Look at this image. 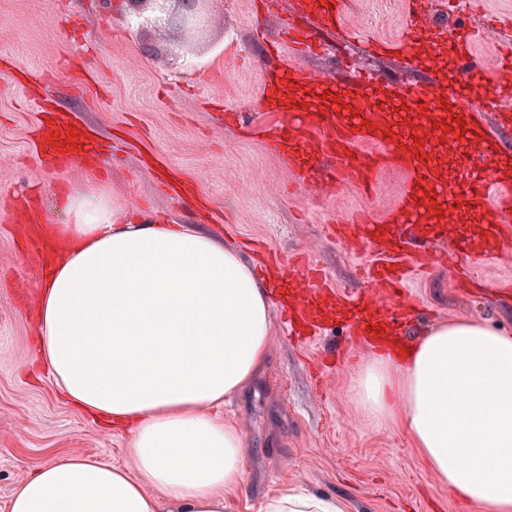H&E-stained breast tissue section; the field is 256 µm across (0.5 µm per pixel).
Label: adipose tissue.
Segmentation results:
<instances>
[{
    "label": "adipose tissue",
    "instance_id": "obj_1",
    "mask_svg": "<svg viewBox=\"0 0 512 512\" xmlns=\"http://www.w3.org/2000/svg\"><path fill=\"white\" fill-rule=\"evenodd\" d=\"M59 253L38 280L35 359L65 401L129 429L134 470L81 455L39 467L10 512H224L243 475L240 433L211 414L263 364L269 295L253 267L180 224L129 218L103 200L66 204ZM356 399L401 425L463 501L512 512V333L436 324L402 360L368 364ZM160 490V498L148 488ZM289 487L262 512H345Z\"/></svg>",
    "mask_w": 512,
    "mask_h": 512
}]
</instances>
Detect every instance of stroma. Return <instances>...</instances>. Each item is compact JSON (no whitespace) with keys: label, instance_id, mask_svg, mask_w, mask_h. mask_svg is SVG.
<instances>
[{"label":"stroma","instance_id":"obj_1","mask_svg":"<svg viewBox=\"0 0 512 512\" xmlns=\"http://www.w3.org/2000/svg\"><path fill=\"white\" fill-rule=\"evenodd\" d=\"M262 0H208L193 34L151 23V10L128 24L132 0H0V512L33 470L67 455L132 468L127 431L103 427L67 405L55 378L32 363L38 298L32 252L18 216L37 211L41 226L68 221L62 199L98 196L125 211L184 224L225 248L260 243L281 256L304 253L338 288L361 286L367 242L344 245L329 225L369 207H391L401 176L385 169L376 190H336L308 173L296 186L264 138L287 113L266 104L262 40L289 20L296 0H278L257 19ZM349 0L347 22L360 39L324 37L318 56H292L313 87L335 89L345 61L390 79L405 75L400 56L371 51L372 40L398 38L405 0ZM512 0H471L443 15L447 26L489 33ZM90 126L96 153L55 168L40 164L35 131L44 101ZM467 260L431 261L408 291L417 300L409 328L419 337L444 321L478 320L512 331V299L495 285L512 281V257L478 267L485 287H463ZM373 356L343 321L321 340L290 343L275 325L259 375L214 406L244 441L242 483L226 512H261L265 498L300 486L341 499L346 512H481L451 495L415 453L400 426L375 419L354 386Z\"/></svg>","mask_w":512,"mask_h":512}]
</instances>
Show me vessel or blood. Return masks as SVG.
<instances>
[{
	"mask_svg": "<svg viewBox=\"0 0 512 512\" xmlns=\"http://www.w3.org/2000/svg\"><path fill=\"white\" fill-rule=\"evenodd\" d=\"M347 9L348 0H329L328 5L311 13L308 26H291L282 31L281 44L297 52L313 50L319 31L345 30ZM476 35L473 29L454 33L453 54L465 68L462 81L448 86L421 77V62L410 54L418 36L414 26H407L397 39L377 42L382 53L408 56L410 76L396 87L380 77L351 74L344 99L358 112L355 121L347 113L337 112L333 100L308 93L309 76L292 69L294 84L305 88L306 93L291 103L292 119L269 136L267 149L300 179L308 173L312 160L319 157L341 187L356 185L371 190L374 177L388 168L403 174L405 183L389 212L376 217L370 210H361L347 217L336 230L341 240L371 242L372 255L364 276L374 285V294L353 299L329 284L317 266L300 261L273 264L271 284L288 285L291 291L288 303L281 309L289 334L318 336L326 329L332 310L348 307L352 310L347 321L349 334L365 337L371 348H378L388 329L398 323L391 293L402 287L412 269L422 268L427 244L448 236L447 225L430 221L423 212L424 195L439 196L448 208L468 210L478 223L479 233L463 236L458 243L473 265L512 254V175H500L497 168L471 160L462 165L458 178H449L428 159L429 153L438 150V140L427 136L397 139L389 134L385 105L399 88L416 112L433 120L438 119L443 104H466L465 125L479 154L512 151V142L500 138L501 133L512 130V113H500L495 125L490 126L483 112L469 103L475 86L497 100L512 93V37H504L494 73L479 77L470 66ZM41 136L49 154L66 144L73 148L79 145L61 117L56 119L54 128L42 129Z\"/></svg>",
	"mask_w": 512,
	"mask_h": 512,
	"instance_id": "obj_1",
	"label": "vessel or blood"
}]
</instances>
